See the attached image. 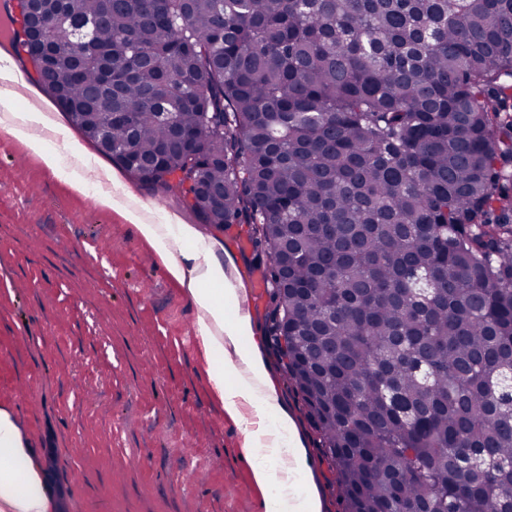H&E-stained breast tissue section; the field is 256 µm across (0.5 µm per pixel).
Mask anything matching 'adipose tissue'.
I'll return each mask as SVG.
<instances>
[{"label":"adipose tissue","mask_w":512,"mask_h":512,"mask_svg":"<svg viewBox=\"0 0 512 512\" xmlns=\"http://www.w3.org/2000/svg\"><path fill=\"white\" fill-rule=\"evenodd\" d=\"M121 215L133 225L140 237L152 246L168 274L186 285L198 310L199 340L211 357L209 380L220 396L225 414L244 424V446L270 456L269 464L251 468L252 480L261 494L277 489L276 512H320L314 494H290L288 484L302 469L304 454L300 447L283 449L280 431L291 421L279 405L258 348L246 349L242 339L251 337L248 315L240 314L225 322L224 307L238 301V292L228 280L224 254L218 242L204 237L191 224L175 227L173 240H165L159 227L142 220L137 211L125 209ZM182 246L174 255V246ZM280 430L271 432L269 420ZM54 493L34 464V453L12 414L0 409V512H53Z\"/></svg>","instance_id":"adipose-tissue-1"}]
</instances>
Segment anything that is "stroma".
I'll return each instance as SVG.
<instances>
[{
	"mask_svg": "<svg viewBox=\"0 0 512 512\" xmlns=\"http://www.w3.org/2000/svg\"><path fill=\"white\" fill-rule=\"evenodd\" d=\"M0 107V408L37 450L36 464L59 512H265L251 478L243 427L227 418L209 381L212 361L196 338L198 311L151 246L121 215L100 206L108 192L170 235L169 222L198 224L177 191L145 186L97 152L43 92H31L27 57ZM41 110L38 128L60 167L85 178L71 189L15 135L19 116ZM234 260L228 275L259 346L305 468L300 492L321 512H343L318 436L289 391L266 341L265 258L247 225L203 226ZM235 309V310H238ZM235 310L226 309V318Z\"/></svg>",
	"mask_w": 512,
	"mask_h": 512,
	"instance_id": "obj_1",
	"label": "stroma"
}]
</instances>
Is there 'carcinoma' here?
Segmentation results:
<instances>
[{
    "label": "carcinoma",
    "mask_w": 512,
    "mask_h": 512,
    "mask_svg": "<svg viewBox=\"0 0 512 512\" xmlns=\"http://www.w3.org/2000/svg\"><path fill=\"white\" fill-rule=\"evenodd\" d=\"M31 10L100 18L35 73L101 155L249 226L344 512H512V0Z\"/></svg>",
    "instance_id": "cac0c4a2"
}]
</instances>
